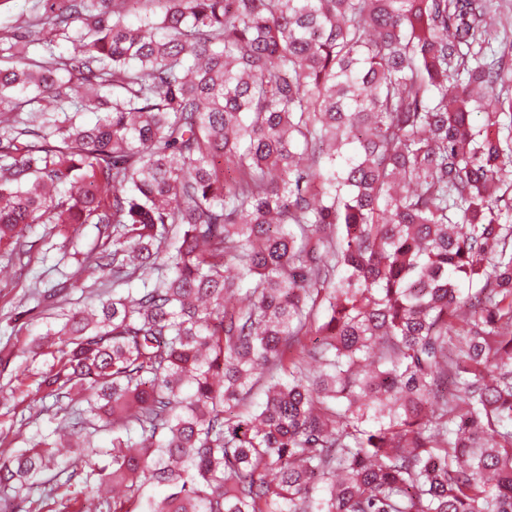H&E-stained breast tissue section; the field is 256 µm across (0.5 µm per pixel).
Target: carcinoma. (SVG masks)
<instances>
[{
	"instance_id": "carcinoma-1",
	"label": "carcinoma",
	"mask_w": 512,
	"mask_h": 512,
	"mask_svg": "<svg viewBox=\"0 0 512 512\" xmlns=\"http://www.w3.org/2000/svg\"><path fill=\"white\" fill-rule=\"evenodd\" d=\"M498 6L36 0L0 38V246L100 224L78 272L112 291L0 390L47 392L70 434L0 451V493L32 512H512Z\"/></svg>"
}]
</instances>
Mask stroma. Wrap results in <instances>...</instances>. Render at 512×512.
<instances>
[{"label": "stroma", "mask_w": 512, "mask_h": 512, "mask_svg": "<svg viewBox=\"0 0 512 512\" xmlns=\"http://www.w3.org/2000/svg\"><path fill=\"white\" fill-rule=\"evenodd\" d=\"M29 237L38 243L30 258L0 248V387L14 384L25 366L23 347L46 330L48 310L38 306L39 294L62 274L76 271L79 255L101 241L94 224L74 225L66 234L59 233L55 225L40 224ZM20 408L31 416L29 426L23 429L16 428L14 414L0 405V435L8 436L15 448L23 447L25 437L50 432L54 426L48 415L42 414L38 397L29 396Z\"/></svg>", "instance_id": "35a3bbf8"}]
</instances>
